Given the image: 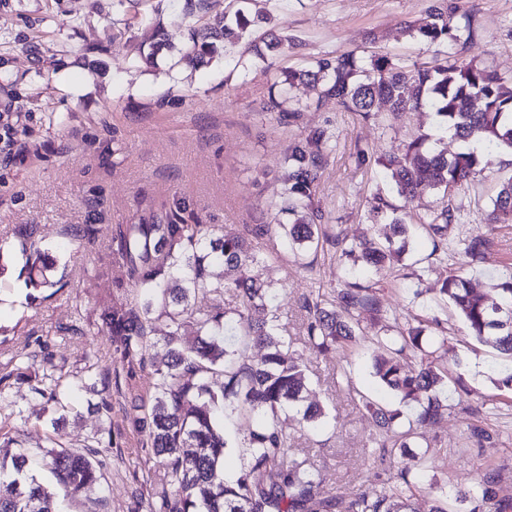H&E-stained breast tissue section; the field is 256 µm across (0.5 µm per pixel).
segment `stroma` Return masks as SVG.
<instances>
[{
	"mask_svg": "<svg viewBox=\"0 0 512 512\" xmlns=\"http://www.w3.org/2000/svg\"><path fill=\"white\" fill-rule=\"evenodd\" d=\"M239 8L253 21L254 35L274 20L287 26L296 47L267 54L245 72L235 67L246 52L242 42L203 64L180 62L194 29ZM434 8L473 13L474 41L453 45L452 53L512 77V0H204L192 13L185 0H0V264L6 268L0 375L13 370L19 355L44 350L61 367L63 382L77 386L64 410L26 381L9 380L0 422L17 431L32 473L52 492L57 485L42 456L53 421L61 420L64 442L76 449L94 433L112 431L111 446L100 450L103 479L62 498L63 512H148L154 499L158 467L133 421L135 406L153 394L151 352L123 356L102 326L110 307L133 297L117 254L118 232L160 208L182 210L219 235L277 223L271 204L283 188L289 146L317 131L332 134L335 148L322 159L314 187L317 251L293 250L276 234L261 240L248 268L255 282L271 288L287 334L303 335L305 298L314 288L339 287L343 248L386 232L368 215L374 195L393 194L381 158L418 133L439 151L456 152L460 143L439 131L429 109L394 112L384 105L365 117L317 105L303 85L294 94L304 110L288 118L267 111L271 86L282 71L311 66L328 53L385 55L408 65L432 60L433 50L403 28ZM150 23L160 24L167 47L153 63L134 64ZM490 160L489 169L447 198L460 220L450 226L446 251L433 252L429 235L418 229L401 261L370 273L386 315L362 320L368 339L416 316L438 319L444 329L437 354L465 390L459 407L419 430L431 448L415 500H427L430 484H439L452 495L450 512H469L454 493L480 471L492 472L498 488L512 493V406L498 400L488 372L501 356L473 338L436 292L440 271L460 272L492 303L497 283L512 273V224L486 221L501 181L512 176V151L494 149ZM89 225L95 238L76 239L75 231ZM28 234L65 266L64 288L29 292L18 250ZM476 234L490 240L486 258L462 268L456 245ZM300 355L307 403L323 405L335 421L319 436L298 429L293 454L319 469L334 493L378 492L391 472L378 460L374 423L336 382L343 367L358 387L384 397L369 353L360 346L345 358L306 349ZM92 372L112 381L110 416L97 410ZM469 410L484 418L492 440L471 438Z\"/></svg>",
	"mask_w": 512,
	"mask_h": 512,
	"instance_id": "stroma-1",
	"label": "stroma"
}]
</instances>
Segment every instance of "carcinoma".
Listing matches in <instances>:
<instances>
[{
    "label": "carcinoma",
    "instance_id": "cac0c4a2",
    "mask_svg": "<svg viewBox=\"0 0 512 512\" xmlns=\"http://www.w3.org/2000/svg\"><path fill=\"white\" fill-rule=\"evenodd\" d=\"M474 19L464 14L462 21L439 10L423 21L407 26L409 35L438 48L460 39L472 40ZM251 21L239 9L235 24L203 25L181 51L178 62L200 64L217 51V43L234 42L249 33ZM293 42L288 34L268 33L251 40L249 53L258 59ZM308 85L317 103L334 102L351 112L365 115L384 103L397 112L427 106L443 120L447 129L465 143V148L448 155L426 146L420 134L404 151L382 160L399 197L408 202L416 189L426 185L447 195L486 169L493 147L512 149V77L505 78L475 60L448 57L407 65L385 56L366 62L352 53L326 54L308 69H290L277 77V95L267 110L292 117L302 111L293 102L295 84ZM334 148L331 136L314 133L307 144L288 148L285 187L276 203L277 213L288 217L279 225L292 244L309 251L318 249L320 228L308 219L313 210L314 185L319 159ZM373 219H390L392 234L381 243L366 239L343 253L367 268H378L393 255L406 251L408 213L380 196L371 201ZM454 219L452 209L428 207L423 226L432 235L433 249L448 237ZM486 220L490 224H512V176L504 179L492 201ZM272 227L258 224L248 236H214L204 224L189 223L176 212L153 213L138 224L119 232L120 254L133 299L111 309L104 322L112 340L123 354L132 355L147 342L154 304L162 303L163 315L172 331L163 340L159 367L153 372L150 407L135 418L146 434L157 465L163 470L161 489L151 512H415L411 499L421 461L430 443L419 439L417 428L437 419L451 408L448 404V373L437 365L433 346L437 342L435 320L418 319L395 327L372 343V368L382 385L394 395L391 405L373 400L352 383L348 372L342 383L356 404L375 421L380 448L379 459L393 470L387 485L375 495L356 493L350 498L332 494L324 487L320 472L305 459L290 457L293 436L290 423L325 431L329 415L319 406H302L306 389L303 365L295 357L300 343L318 352L333 350L347 356L359 341L360 317L382 314V304L370 285L350 280L343 271L339 290L317 289L305 300L308 315L305 335L295 340L282 333L280 313L271 289L247 276L248 263L256 258L252 240L270 235ZM489 240L474 235L460 243L458 255L466 266L482 262ZM24 259L26 287L53 288L54 263L26 241L20 244ZM213 262H221L238 272L230 280L214 279ZM237 293L241 309L235 323L226 322L220 306L195 308L199 294ZM499 302L488 305L462 277L443 278L439 293L456 308L471 335L479 342L512 358V273L497 284ZM263 318L255 320L252 312ZM190 321L197 331L194 344L181 343L178 330ZM266 350L258 363L248 360L251 346ZM51 371L29 374L16 365V376L35 382L36 394L58 399L60 378L54 377L52 356L43 353ZM224 373V386H211L214 374ZM497 390L512 393V367L494 371ZM412 418L403 425V410ZM249 419L253 428L239 443L246 449V464L232 478L224 476L226 448L237 419ZM60 422L46 436L51 473L65 492L75 493L103 478V461L93 448L74 450L60 440ZM23 450L0 456V512H61L54 494L33 475ZM457 498L473 504L470 512H512V494H502L485 473L473 486L458 489Z\"/></svg>",
    "mask_w": 512,
    "mask_h": 512
}]
</instances>
